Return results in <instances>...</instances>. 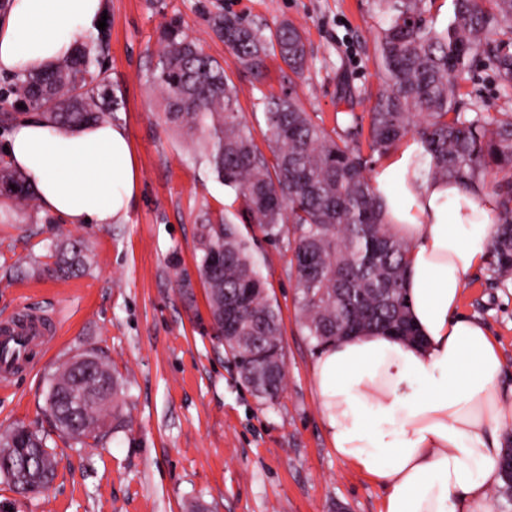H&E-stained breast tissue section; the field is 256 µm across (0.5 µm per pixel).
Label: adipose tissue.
<instances>
[{
    "mask_svg": "<svg viewBox=\"0 0 512 512\" xmlns=\"http://www.w3.org/2000/svg\"><path fill=\"white\" fill-rule=\"evenodd\" d=\"M104 11V0H12L0 18V75L51 70ZM5 144L0 156L46 212L68 224L126 219L140 175L120 124L69 127L33 113ZM421 150L400 142L371 176L391 233L409 246L405 289L421 341L369 331L319 352V413L337 456L384 488L382 512H488L512 392L499 386L498 344L461 297L489 253L496 208L422 177L413 164Z\"/></svg>",
    "mask_w": 512,
    "mask_h": 512,
    "instance_id": "1",
    "label": "adipose tissue"
}]
</instances>
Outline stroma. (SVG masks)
Listing matches in <instances>:
<instances>
[{"label":"stroma","instance_id":"obj_1","mask_svg":"<svg viewBox=\"0 0 512 512\" xmlns=\"http://www.w3.org/2000/svg\"><path fill=\"white\" fill-rule=\"evenodd\" d=\"M106 11L109 74L123 102L117 122L128 134L139 190L119 224H66L40 207L19 219L14 202L0 199L9 214L0 221V316L62 312L45 347L0 385V432L17 424L50 430L43 411L49 379L91 348L128 381V426L98 447L58 441L56 476L40 496H19L0 478V512H192L198 502L211 512H379L383 488L336 455L321 421L316 355L295 318L287 255L264 248L286 351V386L274 404L252 396L213 341L201 282L193 284V300L180 294L181 272L195 269L201 219L222 209L227 195L166 124L151 71L161 30L179 20L223 64L250 127L264 126L261 94L292 85L315 120L362 146L382 83L375 37L385 16L375 0H106ZM218 11L299 27L308 52L301 78L289 81L271 57L264 83L254 87L207 21ZM462 91L470 108L498 118L512 113V87L490 57L470 61ZM74 240L87 256L84 272L54 274L59 246ZM462 308L496 339L504 359L499 385L511 389L512 286L479 268Z\"/></svg>","mask_w":512,"mask_h":512}]
</instances>
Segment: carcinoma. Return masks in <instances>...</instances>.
<instances>
[{"instance_id": "1", "label": "carcinoma", "mask_w": 512, "mask_h": 512, "mask_svg": "<svg viewBox=\"0 0 512 512\" xmlns=\"http://www.w3.org/2000/svg\"><path fill=\"white\" fill-rule=\"evenodd\" d=\"M435 2L377 0L387 21L376 46L383 86L370 112L369 146L383 155L410 136L423 147L416 164L424 175L476 195L494 178L497 231L488 271L506 288L512 281V116L464 111L459 81L472 59L491 53L501 80L512 86V0H488V8L481 0H448V21L440 28L432 16ZM210 21L254 81L263 78L271 55L292 74L303 73L304 37L294 24L281 22L267 35L222 12ZM109 41L108 26L78 39L51 71L8 78L0 99L53 124L115 119L120 101L107 75ZM161 42L151 79L165 94V122L190 136L195 163L234 194L229 208L206 214L200 225L195 268L216 331L224 329L227 301L243 297L238 327L215 339L252 394L272 404L284 389V377L273 380L269 369L271 360L285 359V346L281 310L262 273L263 241L290 254L297 318L314 351L356 327L416 335L404 288L408 246L387 227L384 203L366 176L369 159L316 123L293 86L280 96H263L261 149L223 65L179 24L164 29ZM23 113L1 110L0 126L13 125ZM3 195L20 204L34 192L26 176L0 159ZM240 215L258 226L263 240L243 231L235 222ZM95 359L88 379L77 377L69 362L53 374L44 410L64 441L104 445L126 427L125 384L101 355ZM52 442L48 433L15 425L0 435V476L17 487L20 461L56 458ZM510 458L508 445L498 461L497 493L511 502ZM55 472L46 476L29 467L28 493L40 494Z\"/></svg>"}]
</instances>
